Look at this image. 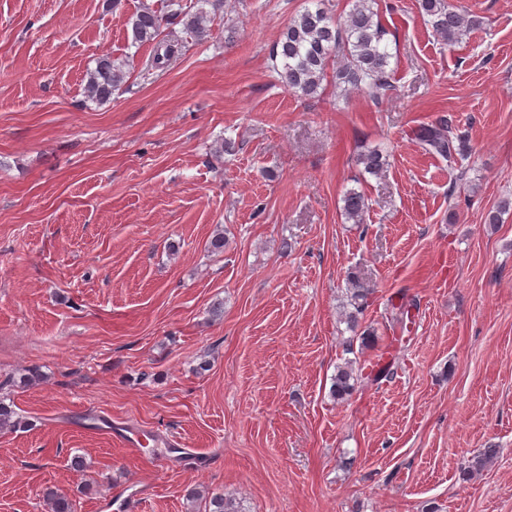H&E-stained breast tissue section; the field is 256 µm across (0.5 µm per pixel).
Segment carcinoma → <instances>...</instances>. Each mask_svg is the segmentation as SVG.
Here are the masks:
<instances>
[{
    "label": "carcinoma",
    "mask_w": 512,
    "mask_h": 512,
    "mask_svg": "<svg viewBox=\"0 0 512 512\" xmlns=\"http://www.w3.org/2000/svg\"><path fill=\"white\" fill-rule=\"evenodd\" d=\"M306 7L292 19L283 30L278 42L271 51L273 69L288 87L306 97H314L322 87L327 75H332L336 87V96L345 98L353 91H366L379 99L390 90L389 65L391 55L387 50L385 36L388 31L376 19L373 9L374 0H354L346 17L336 21L329 14L325 0H308ZM216 6V0H192L186 7L172 13V17L181 18L185 33L196 41H203L210 35L209 11L205 6ZM419 9L429 18L435 33L448 45L455 44L467 35L474 26L463 10L449 0H418ZM164 16L148 5L143 6L131 19L132 43L140 46L153 44L147 67L165 69L175 60L182 50L179 40L161 38ZM127 63L112 59L108 52L96 59V66L87 72L85 91L88 98L97 102H106L124 82ZM415 140L421 148L436 154L454 164L464 158L468 152L466 139L455 133L452 121L440 119L431 124L418 126L414 132ZM364 172L381 176L388 168L386 154L379 149L363 152L358 157ZM345 217L361 223L369 204L365 196L356 190H349L343 197ZM347 294L351 310L344 313L349 328L358 325V316L368 303L370 288L362 280L359 272L348 274ZM411 303H402L392 308L391 325L393 330L403 333L412 323ZM393 362L378 359L369 372L361 374L353 368V362L347 361L336 368L330 386V396L343 402L357 390L358 381L367 380L374 385L391 374ZM17 412L11 402L0 397V429L14 428L19 425ZM500 449L491 445L475 457L467 474L483 471L498 457ZM44 497L51 512H72L70 500L54 491L47 490ZM205 498L208 512H240L238 506L222 494L211 496L196 488L188 493L192 503Z\"/></svg>",
    "instance_id": "cac0c4a2"
}]
</instances>
